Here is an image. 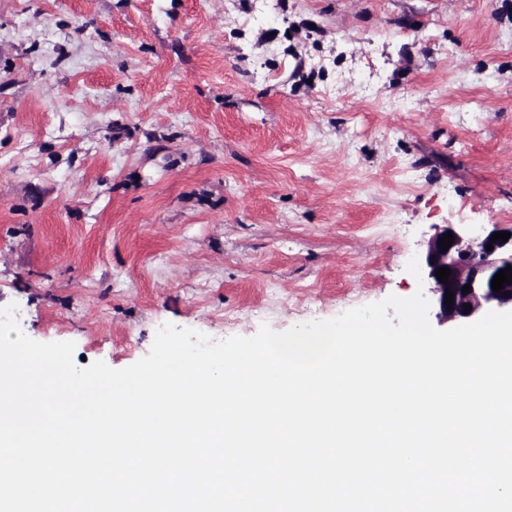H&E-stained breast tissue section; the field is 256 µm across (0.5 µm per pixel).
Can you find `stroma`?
<instances>
[{
  "label": "stroma",
  "mask_w": 512,
  "mask_h": 512,
  "mask_svg": "<svg viewBox=\"0 0 512 512\" xmlns=\"http://www.w3.org/2000/svg\"><path fill=\"white\" fill-rule=\"evenodd\" d=\"M512 225V0H0V307L128 367L418 288Z\"/></svg>",
  "instance_id": "35a3bbf8"
}]
</instances>
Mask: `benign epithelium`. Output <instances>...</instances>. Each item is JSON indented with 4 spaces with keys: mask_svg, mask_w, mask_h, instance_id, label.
I'll return each mask as SVG.
<instances>
[{
    "mask_svg": "<svg viewBox=\"0 0 512 512\" xmlns=\"http://www.w3.org/2000/svg\"><path fill=\"white\" fill-rule=\"evenodd\" d=\"M452 232L454 241L448 250L442 252L439 239ZM496 232L512 233V226L481 224L474 228L470 224H437L435 232L426 243L420 258V266L426 279L427 299L430 309L435 312L438 325L453 328L475 321L485 313L512 311V284L504 285L497 293L491 287L494 276L502 269L512 267V236L507 240L491 242ZM492 250H486L488 243ZM451 269L449 283L444 284L436 277L437 269ZM470 292L463 293L464 286ZM454 292L453 303L445 304L446 291ZM471 306L465 311V306Z\"/></svg>",
    "mask_w": 512,
    "mask_h": 512,
    "instance_id": "benign-epithelium-1",
    "label": "benign epithelium"
}]
</instances>
